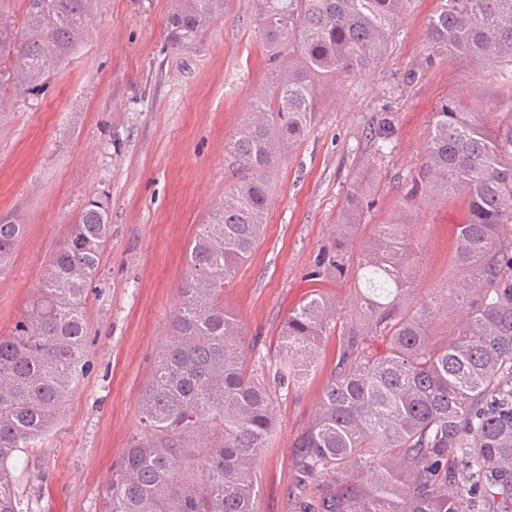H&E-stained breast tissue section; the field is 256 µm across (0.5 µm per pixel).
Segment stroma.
Instances as JSON below:
<instances>
[{
    "instance_id": "1",
    "label": "stroma",
    "mask_w": 512,
    "mask_h": 512,
    "mask_svg": "<svg viewBox=\"0 0 512 512\" xmlns=\"http://www.w3.org/2000/svg\"><path fill=\"white\" fill-rule=\"evenodd\" d=\"M170 6L98 0L87 39L41 91L0 90V219L24 226L0 276V336L31 304L88 202H103L112 224L87 301L86 370L38 447L18 456L16 491L32 512H100L102 491L141 430L142 395L182 302L189 242L232 181L224 139L271 83L254 0H225L223 18L202 42L178 50L165 36ZM435 7L414 0L371 73L317 88L305 138L269 174L263 236L224 287L225 308L264 358L274 357L284 319L313 286L338 312L319 342L315 373L277 394L260 512H293L296 441L338 362L341 327L358 320L354 272L377 224L406 212L415 286L438 300L435 329L463 319L440 295L463 277L455 226L464 199H407L406 179L424 163L432 116L445 100L458 97L481 117L512 113V88L476 60L433 56L426 26ZM386 117L393 149L382 158L375 131ZM358 180L367 192L345 274L313 283L316 257Z\"/></svg>"
}]
</instances>
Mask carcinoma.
I'll list each match as a JSON object with an SVG mask.
<instances>
[{"instance_id":"obj_1","label":"carcinoma","mask_w":512,"mask_h":512,"mask_svg":"<svg viewBox=\"0 0 512 512\" xmlns=\"http://www.w3.org/2000/svg\"><path fill=\"white\" fill-rule=\"evenodd\" d=\"M95 2L25 0L18 29L0 0V86L41 88L87 37ZM410 2L259 0L254 24L272 88L224 142L238 177L189 247L182 310L142 397L143 429L112 473L102 512H259L277 389L305 383L337 310L310 290L284 322L280 353L252 364L224 285L259 243L268 173L303 140L317 84L374 68ZM439 2L427 27L434 52L475 58L512 83V0ZM223 16L224 0H174L168 43L198 45ZM409 182L412 196L464 197L456 260L469 274L445 296L467 319L449 334L432 330L435 303L413 288L407 220L379 224L356 273L359 325L343 332L319 411L297 439L298 512H466V502L512 512V114L492 127L448 99ZM363 195L355 186L312 276L343 273ZM23 230L0 223V273ZM110 231L107 208L89 202L12 334L0 337V512H31L14 492L16 453L38 446L85 370L84 309ZM201 425L216 441L193 439ZM186 461L199 481L184 479Z\"/></svg>"}]
</instances>
